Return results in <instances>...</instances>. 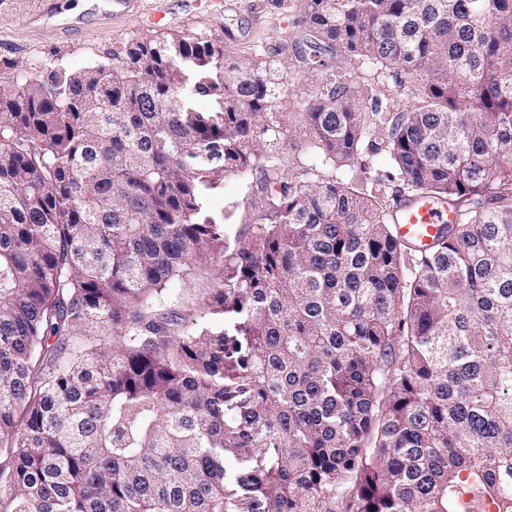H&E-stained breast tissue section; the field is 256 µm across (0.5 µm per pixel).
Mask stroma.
<instances>
[{
  "label": "stroma",
  "mask_w": 512,
  "mask_h": 512,
  "mask_svg": "<svg viewBox=\"0 0 512 512\" xmlns=\"http://www.w3.org/2000/svg\"><path fill=\"white\" fill-rule=\"evenodd\" d=\"M174 32L222 41L238 60L266 54L288 61L296 49L305 59H325L341 70L353 66L302 23L297 0H137L121 8L89 0H0V82L38 61L73 71L109 67L133 39ZM282 112L287 135L280 160L288 172L302 157L303 120L294 102H285ZM261 195L257 177L229 175L205 190L203 209L223 225L232 245L252 224ZM213 275L209 269L180 283L175 311L184 324L198 323Z\"/></svg>",
  "instance_id": "obj_1"
}]
</instances>
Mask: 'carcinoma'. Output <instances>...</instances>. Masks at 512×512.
<instances>
[{"mask_svg": "<svg viewBox=\"0 0 512 512\" xmlns=\"http://www.w3.org/2000/svg\"><path fill=\"white\" fill-rule=\"evenodd\" d=\"M299 10L414 85L400 110L321 63L293 173L278 59L170 33L0 83V512H512V0ZM253 172L231 248L203 188ZM390 186L457 222L416 249ZM209 270H205L189 280H185L178 286L179 302L174 311L180 318H183V324L194 327L200 320V311L203 307V300L206 297L209 281L214 275V269H219L221 265L218 260Z\"/></svg>", "mask_w": 512, "mask_h": 512, "instance_id": "obj_1", "label": "carcinoma"}]
</instances>
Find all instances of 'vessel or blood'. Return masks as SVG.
<instances>
[{"instance_id":"1","label":"vessel or blood","mask_w":512,"mask_h":512,"mask_svg":"<svg viewBox=\"0 0 512 512\" xmlns=\"http://www.w3.org/2000/svg\"><path fill=\"white\" fill-rule=\"evenodd\" d=\"M447 205L417 195H404L394 202V219L399 234L419 248H427L434 237L453 220Z\"/></svg>"}]
</instances>
